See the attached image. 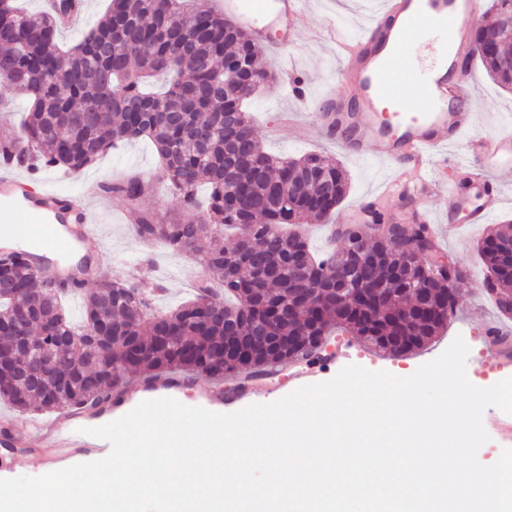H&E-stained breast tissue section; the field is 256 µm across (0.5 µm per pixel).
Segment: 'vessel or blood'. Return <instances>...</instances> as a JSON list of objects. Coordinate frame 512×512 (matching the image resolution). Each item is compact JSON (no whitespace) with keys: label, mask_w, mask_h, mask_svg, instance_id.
Here are the masks:
<instances>
[{"label":"vessel or blood","mask_w":512,"mask_h":512,"mask_svg":"<svg viewBox=\"0 0 512 512\" xmlns=\"http://www.w3.org/2000/svg\"><path fill=\"white\" fill-rule=\"evenodd\" d=\"M303 0H224V12L246 29L254 42L266 40L265 16L281 26L291 25L302 11ZM471 0H381L371 20L354 40L340 41L336 51L342 58L339 79L352 91L351 102L336 100L322 118L329 138L353 157L366 155L402 165L416 173L414 194L431 197L448 191L456 207L466 209L467 225L485 223L487 210L469 206L459 186H445L431 177L433 159L458 141H465L471 177L489 180L501 170L512 168V134L464 139L476 121L477 98L469 79L468 56ZM426 27L437 33L443 46L434 66L419 74L404 71L399 62L415 49V31ZM420 101L421 111H408L412 101ZM42 242L34 266L52 278H59L56 257L69 254L74 244L90 248L88 263L103 266L110 262L109 251L95 244L96 235L87 219L84 204L75 199L61 202L59 196L30 188L25 178L10 167H0V241L25 246L30 240ZM506 328L491 325L485 330L482 356L497 361L512 372V356L501 348ZM181 386L179 380L164 379L152 387L127 390L120 402L103 411L81 407L68 410L51 423L25 421L20 436L23 444L41 437L52 450L56 469L76 461L104 455L109 442L89 435L88 430L118 419L122 408L143 401L147 393L170 396ZM258 387L246 377L233 389L206 391L204 398L216 408L224 404H253Z\"/></svg>","instance_id":"vessel-or-blood-1"}]
</instances>
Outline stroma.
<instances>
[{"mask_svg": "<svg viewBox=\"0 0 512 512\" xmlns=\"http://www.w3.org/2000/svg\"><path fill=\"white\" fill-rule=\"evenodd\" d=\"M374 0H305L300 15L288 31L270 28V49L259 60L270 69L275 79L264 85L253 97L250 111L256 138L268 152L282 157H297L309 152L340 163L347 171L352 188L342 202V209L362 207L384 181L395 176V165L366 158L349 157L325 134L320 118L330 99L348 95L346 86L337 78L339 60L336 38H351L360 29ZM302 77L307 86L305 99H297L288 89L290 74ZM471 83L478 97L473 134L512 132V93L495 86L479 65L471 67ZM157 156L152 145L137 140L98 160L77 177L59 170L43 171L36 187L67 196L78 193L84 197L92 226L102 244L111 251L112 262L94 276L95 281L132 278L140 282L160 283L164 291L155 299L159 308H168L188 299L192 282L202 273L198 260H189L162 244L144 243L136 234V223L128 212V201L117 195L100 192V184L138 171H152ZM385 205L393 211L414 210L431 219V230L442 253L457 266L466 269L468 278L458 286L459 302L447 329L423 348L394 357L383 352L359 347L352 336L337 332L328 339V346L312 364L320 381L334 378L340 366L332 356L343 357L344 363L392 374L414 373L416 369L442 354L455 338H463L470 352L466 362L467 377L478 387H489L504 379L505 374L493 363L482 359L480 351L486 323L495 322L512 328V318L503 317L483 293L474 292L471 283L483 280L486 269L477 252L480 230L453 237L443 220L454 208L450 195L402 201L387 198ZM343 363V364H344Z\"/></svg>", "mask_w": 512, "mask_h": 512, "instance_id": "obj_1", "label": "stroma"}]
</instances>
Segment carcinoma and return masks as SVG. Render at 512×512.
<instances>
[{"instance_id": "obj_1", "label": "carcinoma", "mask_w": 512, "mask_h": 512, "mask_svg": "<svg viewBox=\"0 0 512 512\" xmlns=\"http://www.w3.org/2000/svg\"><path fill=\"white\" fill-rule=\"evenodd\" d=\"M84 0H57L52 12L22 11L0 0V60L13 72L17 96L29 104L23 132L0 128V158L37 177L42 169L79 173L110 150L140 137L154 145L159 164L101 186L107 195L138 202L155 181L167 183L183 217L157 224L136 207L137 234L175 253L207 261V280L195 299L157 312L152 290L130 279L105 280L84 297L82 325L62 306V290L33 268L26 253L0 255V351L13 362L0 366V401L26 415L102 405L118 397L133 376L149 383L169 375L260 374L311 356L315 345L342 328L392 355L422 348L448 326L458 306L430 265L402 256L354 224L347 236L365 250L349 264L351 246L316 257L306 239L286 224L336 213L350 190L346 171L317 153L279 159L254 135L245 102L262 52L248 33L206 0H109L104 17L66 48L58 43L65 19ZM499 24L476 29L474 56L488 77L512 92V0H491ZM162 75V92L145 89ZM225 83L224 106L208 102ZM193 103L173 114L175 98ZM288 185V192L281 190ZM205 185V204L196 190ZM238 233L224 246V228ZM260 261L239 257L243 245ZM487 269L483 292L502 316L512 309V225L501 224L477 241ZM350 288H336L332 269ZM20 319L28 335L54 358L59 375L21 378L17 368L41 370L25 352L15 356L7 325Z\"/></svg>"}]
</instances>
